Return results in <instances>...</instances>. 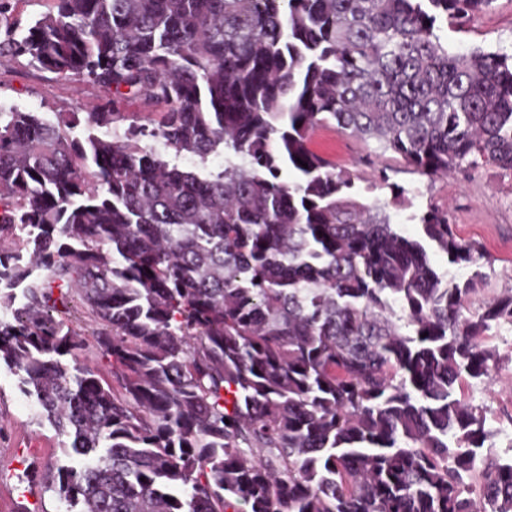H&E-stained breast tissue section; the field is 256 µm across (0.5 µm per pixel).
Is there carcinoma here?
<instances>
[{
	"label": "carcinoma",
	"instance_id": "carcinoma-1",
	"mask_svg": "<svg viewBox=\"0 0 512 512\" xmlns=\"http://www.w3.org/2000/svg\"><path fill=\"white\" fill-rule=\"evenodd\" d=\"M52 2L0 54L128 123L0 108V365L82 459L49 477L67 512H512L457 397L512 294L471 311L428 255L484 258L448 211L405 236L311 149L332 125L428 177L512 170V63L436 33L492 0ZM73 293L110 382L53 316Z\"/></svg>",
	"mask_w": 512,
	"mask_h": 512
}]
</instances>
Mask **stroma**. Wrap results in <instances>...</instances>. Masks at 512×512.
Segmentation results:
<instances>
[{"instance_id": "stroma-1", "label": "stroma", "mask_w": 512, "mask_h": 512, "mask_svg": "<svg viewBox=\"0 0 512 512\" xmlns=\"http://www.w3.org/2000/svg\"><path fill=\"white\" fill-rule=\"evenodd\" d=\"M439 36L449 50L476 48L512 55V0H493L491 7L463 27L441 26ZM100 90L76 79H64L38 68L29 57L0 54V107H15L53 117L57 112L94 111ZM312 149L353 175L362 196L388 203L392 221L403 233L418 237L417 215L433 204L447 209L458 237L477 243L485 254L479 267L449 266L445 255L431 252L439 271L464 280L482 278L471 298L472 309L512 293V171L480 166L430 178L414 172L400 156L381 152L376 143L326 126L312 136ZM404 187V204L392 205V186ZM499 359L489 377L467 380L466 401L485 410L492 436L485 446L500 456L512 455V324L492 328L487 338ZM61 438L49 422L38 420L33 399L19 388L16 375L0 367V512H66L44 478L72 464Z\"/></svg>"}]
</instances>
